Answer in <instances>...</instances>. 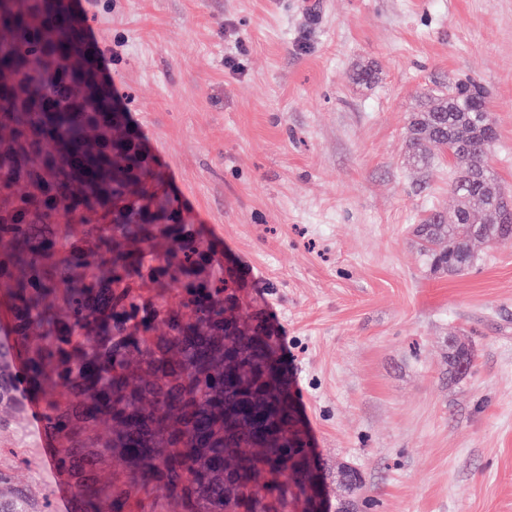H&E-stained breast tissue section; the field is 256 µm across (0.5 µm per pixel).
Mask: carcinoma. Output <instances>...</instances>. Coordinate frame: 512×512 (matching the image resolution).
<instances>
[{
  "mask_svg": "<svg viewBox=\"0 0 512 512\" xmlns=\"http://www.w3.org/2000/svg\"><path fill=\"white\" fill-rule=\"evenodd\" d=\"M68 0H0V423L36 398L78 512H311L315 456L280 340L246 278L223 263L167 187L165 167L95 78ZM496 124L471 77L422 97L409 164L448 163L449 210L412 234L426 268L459 274L475 244L512 240V198L491 165ZM474 367L448 346V374ZM364 479L336 465V512Z\"/></svg>",
  "mask_w": 512,
  "mask_h": 512,
  "instance_id": "carcinoma-1",
  "label": "carcinoma"
}]
</instances>
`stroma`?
<instances>
[{"label": "stroma", "instance_id": "1", "mask_svg": "<svg viewBox=\"0 0 512 512\" xmlns=\"http://www.w3.org/2000/svg\"><path fill=\"white\" fill-rule=\"evenodd\" d=\"M71 6L169 188L276 326L320 459L361 471L370 512H512V241L464 274L430 273L411 227L451 206L449 168L421 176L403 150L419 95L474 77L512 192V0ZM364 65L379 73L367 89ZM453 336L476 354L458 381ZM18 402L0 424V496L59 512L45 434Z\"/></svg>", "mask_w": 512, "mask_h": 512}]
</instances>
